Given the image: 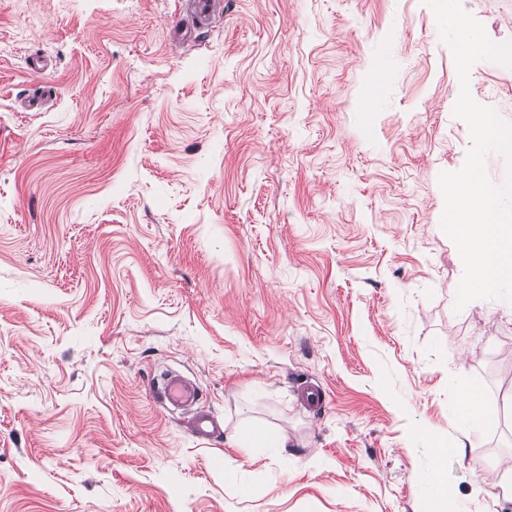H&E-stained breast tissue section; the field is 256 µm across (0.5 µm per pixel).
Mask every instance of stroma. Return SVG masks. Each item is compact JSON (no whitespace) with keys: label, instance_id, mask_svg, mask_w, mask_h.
<instances>
[{"label":"stroma","instance_id":"stroma-1","mask_svg":"<svg viewBox=\"0 0 512 512\" xmlns=\"http://www.w3.org/2000/svg\"><path fill=\"white\" fill-rule=\"evenodd\" d=\"M461 3L512 40V0ZM185 25L178 0H0V512H433L434 465L447 512H512V303L455 307L439 176L471 138L431 8ZM470 91L512 124V68ZM166 370L222 436L154 402ZM461 415L471 424L486 421V409L479 395L470 389L463 390L459 406ZM187 428L196 436L210 439L220 432L217 420L205 410H197L187 421Z\"/></svg>","mask_w":512,"mask_h":512}]
</instances>
